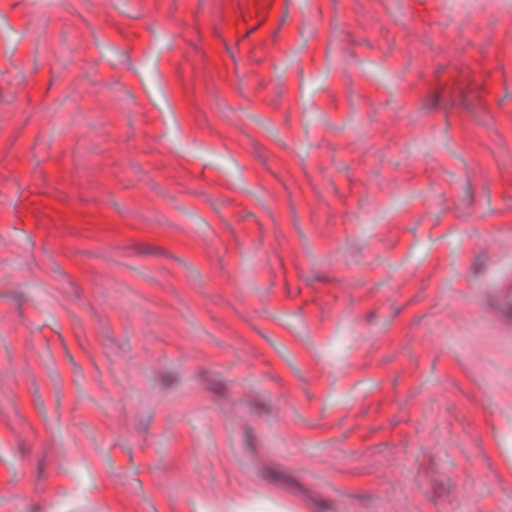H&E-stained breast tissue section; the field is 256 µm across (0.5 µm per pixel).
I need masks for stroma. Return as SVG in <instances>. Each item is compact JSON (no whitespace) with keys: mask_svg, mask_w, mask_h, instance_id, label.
<instances>
[{"mask_svg":"<svg viewBox=\"0 0 512 512\" xmlns=\"http://www.w3.org/2000/svg\"><path fill=\"white\" fill-rule=\"evenodd\" d=\"M512 11L0 0V512H512ZM494 288L495 307L499 314L508 321L512 318V282L511 278L500 281Z\"/></svg>","mask_w":512,"mask_h":512,"instance_id":"obj_1","label":"stroma"}]
</instances>
